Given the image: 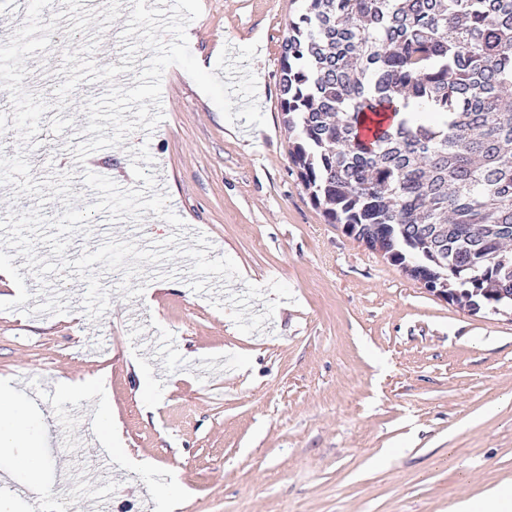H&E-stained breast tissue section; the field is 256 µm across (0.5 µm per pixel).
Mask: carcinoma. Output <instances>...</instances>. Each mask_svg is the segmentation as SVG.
<instances>
[{"label":"carcinoma","mask_w":512,"mask_h":512,"mask_svg":"<svg viewBox=\"0 0 512 512\" xmlns=\"http://www.w3.org/2000/svg\"><path fill=\"white\" fill-rule=\"evenodd\" d=\"M306 2L281 107L328 223L438 286L512 289V0Z\"/></svg>","instance_id":"carcinoma-1"}]
</instances>
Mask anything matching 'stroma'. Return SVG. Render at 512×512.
Wrapping results in <instances>:
<instances>
[{"label": "stroma", "mask_w": 512, "mask_h": 512, "mask_svg": "<svg viewBox=\"0 0 512 512\" xmlns=\"http://www.w3.org/2000/svg\"><path fill=\"white\" fill-rule=\"evenodd\" d=\"M201 3L187 26L193 56L211 70L220 52L234 58L256 44L248 68L266 127L227 122L172 65L164 122L59 165L56 154L85 140L86 103L112 85L135 87L137 73L80 82L62 111L37 77L60 71L88 33L120 64L130 8L101 0L80 14L34 0L41 37L0 57L10 82L0 113L31 131L5 136L1 153L40 143L33 179L71 174L81 209L85 173L143 188L131 157L148 147L145 171L184 223L96 211L68 260L110 239L148 249L177 233L185 247L205 236L209 258L229 256L239 269L199 293L189 258L143 264L131 278L94 263L109 305L93 318L74 268L41 279L15 258L17 286L0 288V382L33 399L41 418V484L64 485L77 512H160L153 489L172 482L176 512H449L488 487H512V318L436 298L311 200L280 106L281 45L303 0ZM96 374L123 448L100 442L94 398L59 387Z\"/></svg>", "instance_id": "obj_1"}]
</instances>
